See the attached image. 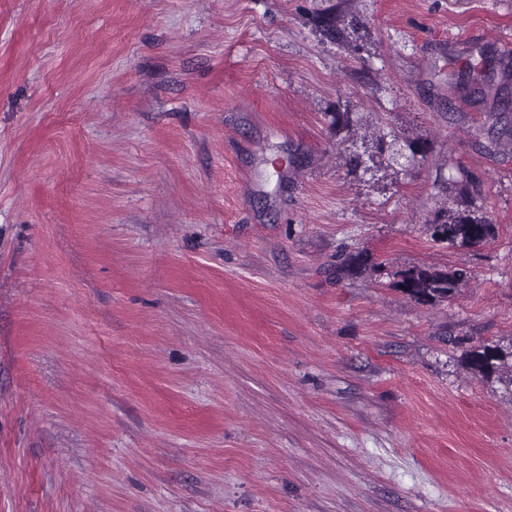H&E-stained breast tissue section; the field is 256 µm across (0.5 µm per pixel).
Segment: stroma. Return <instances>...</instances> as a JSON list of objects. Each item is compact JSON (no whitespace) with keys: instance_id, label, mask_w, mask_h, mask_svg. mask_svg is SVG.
<instances>
[{"instance_id":"1","label":"stroma","mask_w":512,"mask_h":512,"mask_svg":"<svg viewBox=\"0 0 512 512\" xmlns=\"http://www.w3.org/2000/svg\"><path fill=\"white\" fill-rule=\"evenodd\" d=\"M458 173L471 248L427 227ZM413 267L468 280L421 304ZM480 346L512 0H0V512H512Z\"/></svg>"}]
</instances>
